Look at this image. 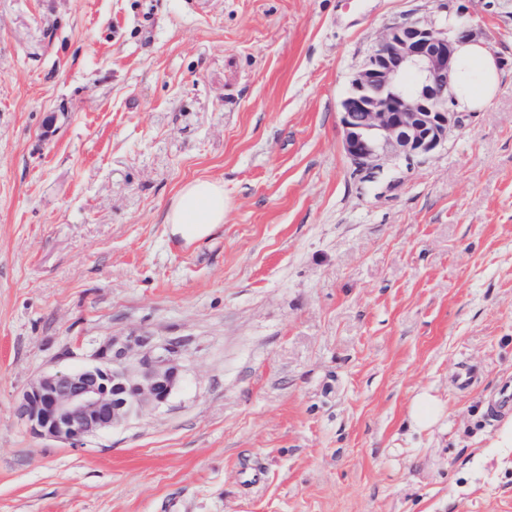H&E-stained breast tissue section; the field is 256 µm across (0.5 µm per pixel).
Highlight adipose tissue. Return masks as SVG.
<instances>
[{
    "label": "adipose tissue",
    "instance_id": "obj_1",
    "mask_svg": "<svg viewBox=\"0 0 512 512\" xmlns=\"http://www.w3.org/2000/svg\"><path fill=\"white\" fill-rule=\"evenodd\" d=\"M500 70L496 56L482 43H458L451 73L453 106L474 112L486 106L499 89ZM166 221L173 233L193 241L205 237L224 221V185L210 178L185 184L169 208Z\"/></svg>",
    "mask_w": 512,
    "mask_h": 512
}]
</instances>
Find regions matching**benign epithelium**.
<instances>
[{
	"mask_svg": "<svg viewBox=\"0 0 512 512\" xmlns=\"http://www.w3.org/2000/svg\"><path fill=\"white\" fill-rule=\"evenodd\" d=\"M473 38L464 16L451 33L409 15L384 29L340 103L342 146L356 170L422 157L448 140L460 124L449 96L455 44ZM182 354L180 340L158 342L146 331L114 336L98 344L91 363L37 377L16 413L32 434L79 449L167 403L182 381Z\"/></svg>",
	"mask_w": 512,
	"mask_h": 512,
	"instance_id": "7a95c632",
	"label": "benign epithelium"
}]
</instances>
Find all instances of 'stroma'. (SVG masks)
Wrapping results in <instances>:
<instances>
[{"label":"stroma","mask_w":512,"mask_h":512,"mask_svg":"<svg viewBox=\"0 0 512 512\" xmlns=\"http://www.w3.org/2000/svg\"><path fill=\"white\" fill-rule=\"evenodd\" d=\"M455 6L499 90L371 178L340 102L440 0H0V512H512V0ZM197 178L224 222L189 244ZM132 330L185 344L166 404L79 450L17 419ZM224 222V184L198 178L185 184L166 215L165 224L187 241L205 237ZM444 408L442 404L428 392L418 394L411 406V419L420 430L432 427L439 420Z\"/></svg>","instance_id":"35a3bbf8"}]
</instances>
